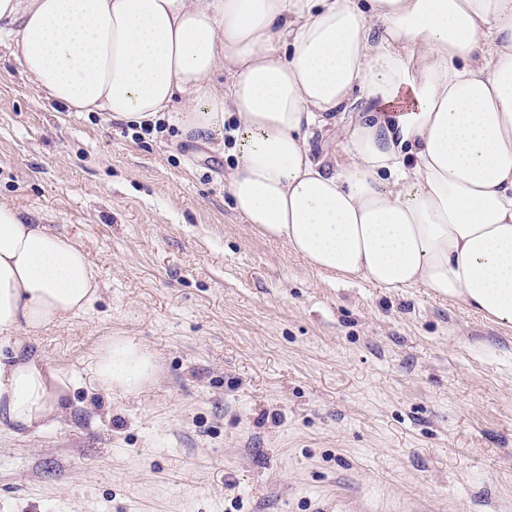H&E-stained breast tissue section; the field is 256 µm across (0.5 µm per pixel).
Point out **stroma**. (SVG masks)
Here are the masks:
<instances>
[{
  "label": "stroma",
  "instance_id": "35a3bbf8",
  "mask_svg": "<svg viewBox=\"0 0 512 512\" xmlns=\"http://www.w3.org/2000/svg\"><path fill=\"white\" fill-rule=\"evenodd\" d=\"M13 51L1 37L0 201L82 244L100 286L23 354L80 375L125 336L161 372L0 430V512H512V324L311 269L232 211V138L67 112ZM356 116L314 156L343 163Z\"/></svg>",
  "mask_w": 512,
  "mask_h": 512
}]
</instances>
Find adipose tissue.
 <instances>
[{
    "mask_svg": "<svg viewBox=\"0 0 512 512\" xmlns=\"http://www.w3.org/2000/svg\"><path fill=\"white\" fill-rule=\"evenodd\" d=\"M0 34L62 109L238 138L234 212L313 269L512 323V0H0ZM354 104L328 169L308 139ZM98 291L78 242L0 202V427L61 412L72 377L25 359L21 336ZM86 374L131 391L159 366L111 336Z\"/></svg>",
    "mask_w": 512,
    "mask_h": 512,
    "instance_id": "obj_1",
    "label": "adipose tissue"
}]
</instances>
